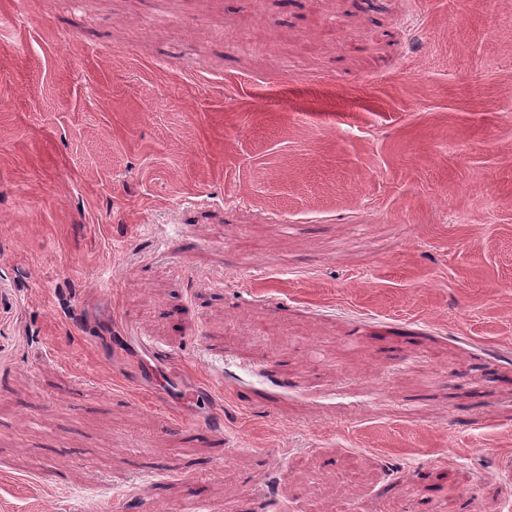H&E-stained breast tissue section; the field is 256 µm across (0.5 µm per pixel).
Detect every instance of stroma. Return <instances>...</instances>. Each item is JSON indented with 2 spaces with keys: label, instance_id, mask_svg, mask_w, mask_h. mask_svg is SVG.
<instances>
[{
  "label": "stroma",
  "instance_id": "35a3bbf8",
  "mask_svg": "<svg viewBox=\"0 0 512 512\" xmlns=\"http://www.w3.org/2000/svg\"><path fill=\"white\" fill-rule=\"evenodd\" d=\"M339 494L512 512V0H0V512ZM142 379L149 385L157 387L162 394L170 397L172 395H183L180 397V402L183 404H196L198 401V395L188 390L183 384H179L170 379L167 381L159 372L158 368L153 365H146L144 371L141 374ZM162 379V383L160 382Z\"/></svg>",
  "mask_w": 512,
  "mask_h": 512
}]
</instances>
